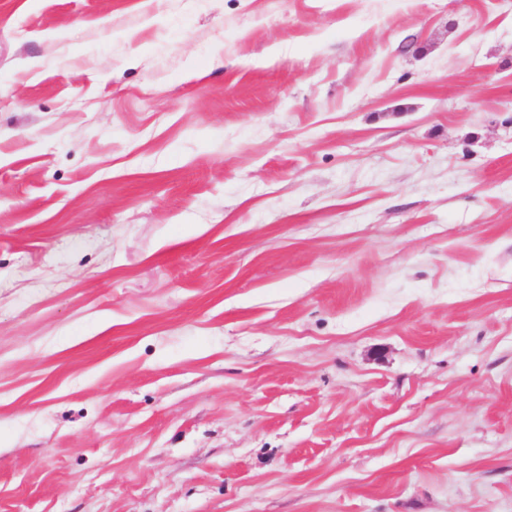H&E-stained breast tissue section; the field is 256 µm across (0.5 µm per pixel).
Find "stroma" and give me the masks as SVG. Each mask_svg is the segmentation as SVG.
<instances>
[{
  "label": "stroma",
  "instance_id": "obj_1",
  "mask_svg": "<svg viewBox=\"0 0 512 512\" xmlns=\"http://www.w3.org/2000/svg\"><path fill=\"white\" fill-rule=\"evenodd\" d=\"M0 512H512V0H0Z\"/></svg>",
  "mask_w": 512,
  "mask_h": 512
}]
</instances>
